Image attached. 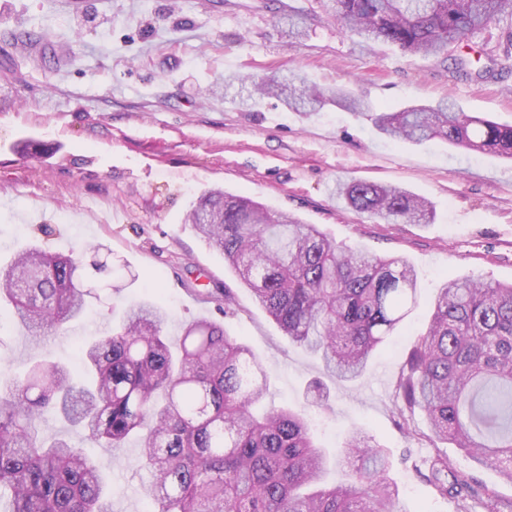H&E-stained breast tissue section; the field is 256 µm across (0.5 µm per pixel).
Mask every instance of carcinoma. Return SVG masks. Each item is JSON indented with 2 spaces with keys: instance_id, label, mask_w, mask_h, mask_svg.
<instances>
[{
  "instance_id": "1",
  "label": "carcinoma",
  "mask_w": 512,
  "mask_h": 512,
  "mask_svg": "<svg viewBox=\"0 0 512 512\" xmlns=\"http://www.w3.org/2000/svg\"><path fill=\"white\" fill-rule=\"evenodd\" d=\"M347 31L413 55L445 58L492 23L512 20V0H322ZM251 95L275 97L305 116L332 105L371 121L393 140L435 138L512 159V125L473 116L454 102L380 112L345 87L319 89L305 75L252 77ZM336 197L387 223L429 224L433 206L397 186L340 182ZM191 225L224 255L288 341L342 381L370 359L418 305L417 274L402 256H372L338 245L315 224L220 189L202 194ZM85 264L36 245L0 268V301L19 325L43 336L81 317L91 300L127 286L112 257ZM425 332L402 369L399 413L420 412L429 438L450 443L512 483V283L452 279L431 303ZM154 302L125 309L106 336L81 347L87 384L49 359L33 362L0 394V512H116L112 489L88 449L40 435L35 420L55 409L85 441L121 448L138 437L151 473L143 495L154 512H397L391 462L353 431L343 448L344 479L324 484L330 458L303 410L272 406L269 376L252 349L224 327L194 320L171 344ZM458 512H512L496 491L432 459L423 474Z\"/></svg>"
}]
</instances>
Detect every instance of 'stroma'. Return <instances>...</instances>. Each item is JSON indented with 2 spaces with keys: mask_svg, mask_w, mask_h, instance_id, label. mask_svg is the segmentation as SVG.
Masks as SVG:
<instances>
[{
  "mask_svg": "<svg viewBox=\"0 0 512 512\" xmlns=\"http://www.w3.org/2000/svg\"><path fill=\"white\" fill-rule=\"evenodd\" d=\"M511 29L504 21L481 34L479 47L496 65L477 83L452 63L344 33L319 0H0V263L30 243L63 254L104 245L135 276L121 303L162 305L173 340L192 320L220 323L269 372V403L298 406L313 386H326L327 405L311 410L320 444L332 456L350 428L373 436L392 460L398 512H457L417 473L438 454L511 501L512 483L494 467L429 441L425 419H402L395 402L437 288L459 277L512 283V161L438 140L392 141L333 106L305 116L274 98L254 101L248 81L299 70L321 87L348 86L381 111L448 97L512 124L504 53ZM22 32L38 43L18 45ZM228 74L239 82L224 85ZM26 143L50 151L25 158L18 149ZM350 179L425 197L433 222L386 223L353 211L334 194L337 181ZM217 188L294 214L336 243L414 266L422 302L360 378L337 383L289 343L223 254L185 224L191 204ZM117 319L95 300L83 322L38 340L2 310L0 371L22 374L46 351L79 374L82 341ZM91 453L116 512H145L150 473L136 441Z\"/></svg>",
  "mask_w": 512,
  "mask_h": 512,
  "instance_id": "1",
  "label": "stroma"
}]
</instances>
